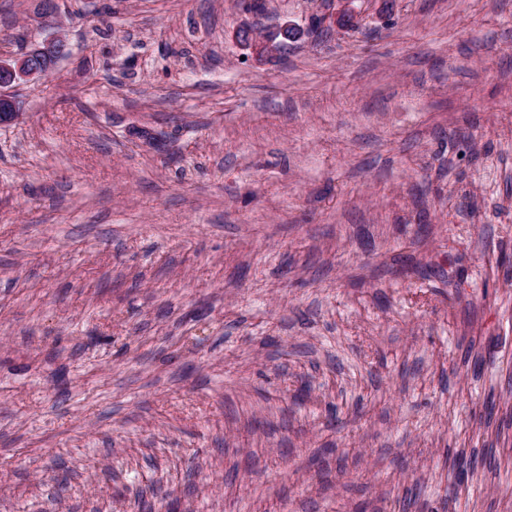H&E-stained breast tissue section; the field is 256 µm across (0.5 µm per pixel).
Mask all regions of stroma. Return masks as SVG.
I'll use <instances>...</instances> for the list:
<instances>
[{
  "label": "stroma",
  "mask_w": 512,
  "mask_h": 512,
  "mask_svg": "<svg viewBox=\"0 0 512 512\" xmlns=\"http://www.w3.org/2000/svg\"><path fill=\"white\" fill-rule=\"evenodd\" d=\"M54 4L0 125V512H512V0ZM50 31L41 39L33 41L17 54L0 56V124L13 122L18 118L10 89L21 80H38L52 74L59 62L67 54V42L60 30V24L41 23ZM249 28H242L237 32V38L241 41L244 39L245 35L243 30H247ZM243 42L248 48H250L252 54L256 58H262L266 56H271L276 53L279 49V44L275 43L272 38L263 35H257L249 33L247 37V41Z\"/></svg>",
  "instance_id": "1"
}]
</instances>
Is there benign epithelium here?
Listing matches in <instances>:
<instances>
[{
  "label": "benign epithelium",
  "instance_id": "obj_1",
  "mask_svg": "<svg viewBox=\"0 0 512 512\" xmlns=\"http://www.w3.org/2000/svg\"><path fill=\"white\" fill-rule=\"evenodd\" d=\"M49 33L39 41H33L17 54L0 57V124L13 122L18 118L10 89L22 80H38L52 74L59 62L67 54V42L59 24H42ZM237 38L245 40L257 58L271 56L279 49L273 39L257 34H244L238 30Z\"/></svg>",
  "mask_w": 512,
  "mask_h": 512
}]
</instances>
